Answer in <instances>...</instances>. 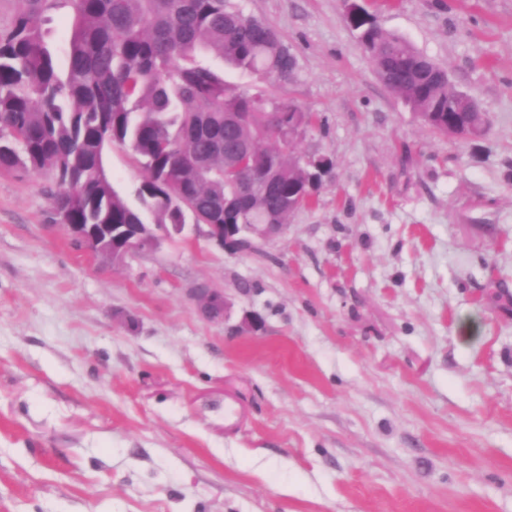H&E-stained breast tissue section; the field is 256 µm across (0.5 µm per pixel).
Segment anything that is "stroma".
I'll list each match as a JSON object with an SVG mask.
<instances>
[{
	"instance_id": "obj_1",
	"label": "stroma",
	"mask_w": 512,
	"mask_h": 512,
	"mask_svg": "<svg viewBox=\"0 0 512 512\" xmlns=\"http://www.w3.org/2000/svg\"><path fill=\"white\" fill-rule=\"evenodd\" d=\"M233 2L297 67L226 81L312 112L293 152L333 167L275 240L120 263L0 172V512H512V0H363L478 101L464 138L379 81L345 0ZM191 295L198 303L203 317L210 321L224 320L226 302L223 294L214 292L210 288L198 287L191 289Z\"/></svg>"
}]
</instances>
